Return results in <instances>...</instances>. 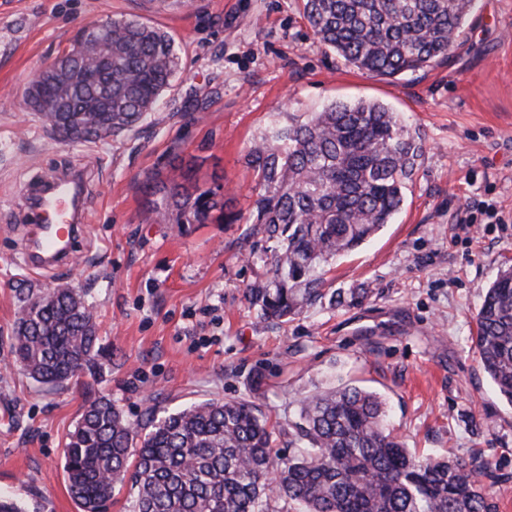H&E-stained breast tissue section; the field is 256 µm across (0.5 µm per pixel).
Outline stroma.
<instances>
[{"mask_svg":"<svg viewBox=\"0 0 512 512\" xmlns=\"http://www.w3.org/2000/svg\"><path fill=\"white\" fill-rule=\"evenodd\" d=\"M135 17L174 36L180 69L138 133L63 144L26 105L33 76L91 22ZM457 46L439 65L394 79L345 65L314 37L302 0H0V494L42 497L80 512L63 448L89 396L112 395L139 420L210 399L257 404L283 431L297 400L357 385L386 402L405 446L423 457L490 461L498 512H512V406L483 372L472 338L482 294L512 265V0H475ZM376 100L424 149L391 224L339 257L322 299L288 323L261 319L244 298L265 278L273 241L243 221L257 197L245 158L268 131L323 105ZM92 176L86 230L61 276L29 273L12 226L42 172ZM223 184L242 219L175 224L150 211L153 174ZM469 211V233L457 227ZM23 280L64 281L93 301L100 375L42 385L14 363L10 339Z\"/></svg>","mask_w":512,"mask_h":512,"instance_id":"1","label":"stroma"}]
</instances>
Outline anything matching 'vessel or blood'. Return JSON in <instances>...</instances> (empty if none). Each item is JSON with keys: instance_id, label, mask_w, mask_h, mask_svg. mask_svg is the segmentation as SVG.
Segmentation results:
<instances>
[{"instance_id": "b4317fda", "label": "vessel or blood", "mask_w": 512, "mask_h": 512, "mask_svg": "<svg viewBox=\"0 0 512 512\" xmlns=\"http://www.w3.org/2000/svg\"><path fill=\"white\" fill-rule=\"evenodd\" d=\"M86 178L82 170L65 168L44 180L38 188H26L29 209L41 222L29 239L24 262L33 270L67 268L74 247L85 232Z\"/></svg>"}]
</instances>
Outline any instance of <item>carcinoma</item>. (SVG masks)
Instances as JSON below:
<instances>
[{
	"instance_id": "1",
	"label": "carcinoma",
	"mask_w": 512,
	"mask_h": 512,
	"mask_svg": "<svg viewBox=\"0 0 512 512\" xmlns=\"http://www.w3.org/2000/svg\"><path fill=\"white\" fill-rule=\"evenodd\" d=\"M474 0H303L316 38L352 67L396 78L448 56ZM73 59L29 88L40 118L62 142H103L136 131L171 87L180 61L172 35L136 18L81 29ZM423 151L397 113L378 101L333 102L274 128L249 154L261 192L246 222L276 242L270 275L245 288L262 319L286 322L323 292L325 268L391 222ZM147 203L176 224H233L223 186L150 177ZM22 316L15 363L56 385L102 368L103 347L87 292L18 285ZM475 348L512 404V265L485 289ZM288 425L292 455L249 401L211 399L174 413L148 407L124 418L108 394L86 402L64 446L69 491L81 512H106L132 472L133 512H497L477 470L454 457H419L388 428L381 397L344 386L299 399ZM0 512H45L0 494Z\"/></svg>"
}]
</instances>
